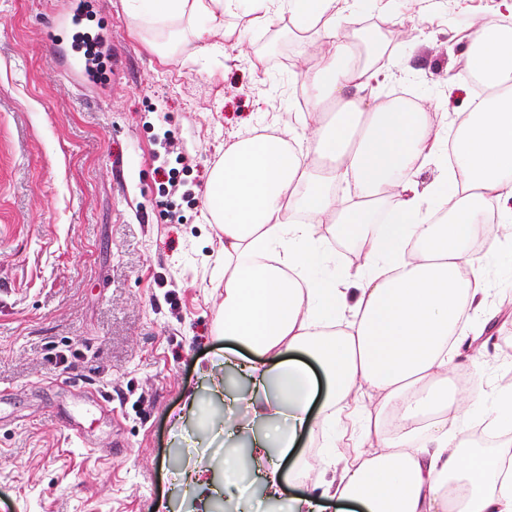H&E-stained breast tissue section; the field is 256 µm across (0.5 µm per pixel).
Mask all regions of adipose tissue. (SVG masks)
Wrapping results in <instances>:
<instances>
[{
	"label": "adipose tissue",
	"mask_w": 512,
	"mask_h": 512,
	"mask_svg": "<svg viewBox=\"0 0 512 512\" xmlns=\"http://www.w3.org/2000/svg\"><path fill=\"white\" fill-rule=\"evenodd\" d=\"M240 0H141L160 56L224 39ZM291 34L320 54L304 75L310 123L239 138L213 168L204 222L224 236L227 367L250 388L232 395L264 497L289 512H512V391L493 406L448 381L470 324L494 317L489 276L512 253L475 256L476 238L512 239V28L483 25L460 81L486 95L447 128L436 113L368 95L379 44L339 35L350 0H283ZM442 169L431 198L416 190L428 161ZM352 178L355 198L340 195ZM497 209L488 227L489 207ZM363 250L336 278L327 235ZM376 402L365 405L364 393ZM480 417L500 448L470 447ZM335 420V446L311 457L303 441ZM376 441L339 461L356 433ZM330 470L302 492L316 466ZM298 487L287 497L284 487Z\"/></svg>",
	"instance_id": "ef3b65f1"
}]
</instances>
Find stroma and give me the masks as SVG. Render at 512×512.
I'll return each mask as SVG.
<instances>
[{
	"label": "stroma",
	"mask_w": 512,
	"mask_h": 512,
	"mask_svg": "<svg viewBox=\"0 0 512 512\" xmlns=\"http://www.w3.org/2000/svg\"><path fill=\"white\" fill-rule=\"evenodd\" d=\"M66 6L0 0V512H197L175 476L202 454L235 464L215 512H286L264 500L245 442L225 437L232 410L201 372L212 361L228 387H249L220 366V231L201 213L225 148L293 121L317 50L289 35L286 14L253 29L241 8L224 18L231 39L162 59L137 33L136 0H98L115 57L105 82L80 88L44 41ZM468 6L354 0L342 28L375 17L389 40L374 95L409 93L454 124L477 98L451 79L462 30L512 21L499 0ZM161 168L175 172L181 222L155 205ZM484 340L473 390L491 401L512 390L511 308ZM78 345L84 358L55 365Z\"/></svg>",
	"instance_id": "1"
}]
</instances>
